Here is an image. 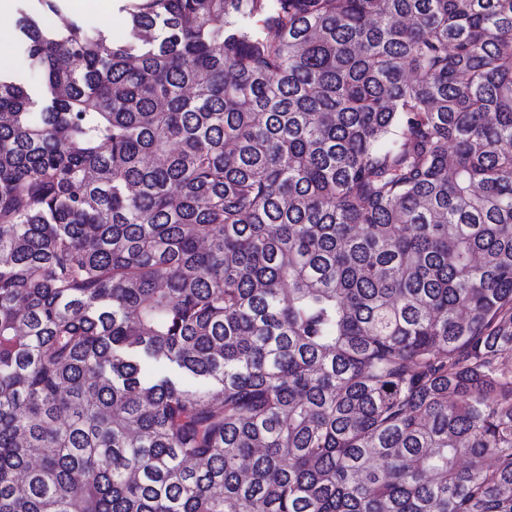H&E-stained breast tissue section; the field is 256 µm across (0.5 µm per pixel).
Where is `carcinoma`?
<instances>
[{"instance_id": "1", "label": "carcinoma", "mask_w": 512, "mask_h": 512, "mask_svg": "<svg viewBox=\"0 0 512 512\" xmlns=\"http://www.w3.org/2000/svg\"><path fill=\"white\" fill-rule=\"evenodd\" d=\"M128 27L0 73V512H512V0Z\"/></svg>"}]
</instances>
